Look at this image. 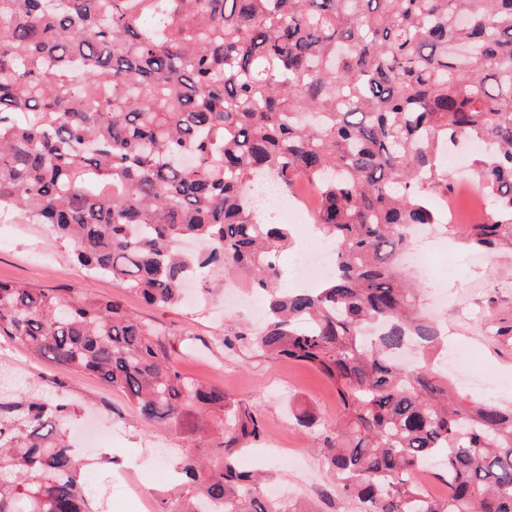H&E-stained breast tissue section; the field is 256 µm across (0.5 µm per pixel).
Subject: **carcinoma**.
Instances as JSON below:
<instances>
[{"label":"carcinoma","instance_id":"1","mask_svg":"<svg viewBox=\"0 0 512 512\" xmlns=\"http://www.w3.org/2000/svg\"><path fill=\"white\" fill-rule=\"evenodd\" d=\"M459 141L491 144L466 241L492 256L512 246V0H0V208L150 304L181 303L189 278L211 294L215 268L260 293L255 346L336 386L343 423L317 447L362 512H512V402L397 362L439 344L395 261L453 190ZM264 174L319 194L335 272L316 291L282 287L292 227L254 203ZM2 337L211 449L178 462L158 512H296L236 460L257 413L181 373L121 302L0 282ZM68 416L0 396V512H94Z\"/></svg>","mask_w":512,"mask_h":512}]
</instances>
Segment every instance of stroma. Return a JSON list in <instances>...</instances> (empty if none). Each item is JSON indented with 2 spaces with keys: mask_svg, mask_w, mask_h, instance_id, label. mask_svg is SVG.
<instances>
[{
  "mask_svg": "<svg viewBox=\"0 0 512 512\" xmlns=\"http://www.w3.org/2000/svg\"><path fill=\"white\" fill-rule=\"evenodd\" d=\"M447 247L429 274L417 276L423 300L436 316L449 349L471 356L476 385L455 383L475 400H512V252L491 259L468 250L463 229L441 231ZM0 280L80 295L115 298L155 326L180 370L217 387L258 412L262 435L241 445L243 466L262 471L269 494L288 497L300 512H362L342 494L315 451V431L290 420L297 408L335 426L342 417L336 388L306 364L266 356L244 345L228 349L224 334L259 323L246 307H225L223 273L214 294L179 306L146 304L118 280L81 270L72 249L42 224L17 213L0 219ZM0 384L10 391L43 392L69 403L70 436L82 448L104 512H155L157 490L170 483L174 465L188 451L179 432L143 422L118 392L89 375L0 342Z\"/></svg>",
  "mask_w": 512,
  "mask_h": 512,
  "instance_id": "stroma-1",
  "label": "stroma"
}]
</instances>
